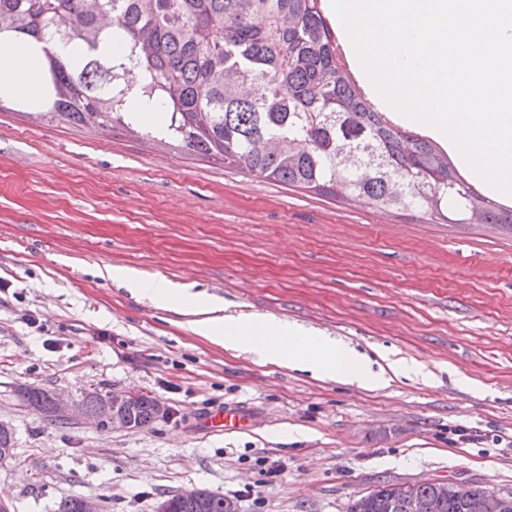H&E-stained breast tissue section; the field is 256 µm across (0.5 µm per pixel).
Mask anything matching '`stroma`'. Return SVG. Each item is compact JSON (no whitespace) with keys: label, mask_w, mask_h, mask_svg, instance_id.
<instances>
[{"label":"stroma","mask_w":512,"mask_h":512,"mask_svg":"<svg viewBox=\"0 0 512 512\" xmlns=\"http://www.w3.org/2000/svg\"><path fill=\"white\" fill-rule=\"evenodd\" d=\"M105 266L430 377L368 390L235 355L99 277ZM23 387L143 393L169 415L133 430L59 424ZM226 406L249 428L202 426ZM0 424L15 433L0 461L14 512L72 496L156 512L191 487L240 512H348L386 483L510 494L512 234L373 212L0 102Z\"/></svg>","instance_id":"1"}]
</instances>
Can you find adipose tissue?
<instances>
[{"instance_id": "ef3b65f1", "label": "adipose tissue", "mask_w": 512, "mask_h": 512, "mask_svg": "<svg viewBox=\"0 0 512 512\" xmlns=\"http://www.w3.org/2000/svg\"><path fill=\"white\" fill-rule=\"evenodd\" d=\"M40 67V59L27 53L23 43H16L9 52L0 53V91L22 99H38L42 90ZM108 275L154 305L192 315L191 327L198 335L264 363L307 372L316 378L355 382L368 389L388 387L408 369L402 361L391 359L382 366H373L370 357L355 348L326 336L305 335L280 320L224 318L218 314V304L187 285L151 280L133 269L112 268Z\"/></svg>"}]
</instances>
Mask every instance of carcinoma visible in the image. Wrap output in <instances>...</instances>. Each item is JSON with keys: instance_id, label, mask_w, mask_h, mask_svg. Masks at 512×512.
<instances>
[{"instance_id": "carcinoma-1", "label": "carcinoma", "mask_w": 512, "mask_h": 512, "mask_svg": "<svg viewBox=\"0 0 512 512\" xmlns=\"http://www.w3.org/2000/svg\"><path fill=\"white\" fill-rule=\"evenodd\" d=\"M40 44L43 98L18 100L26 114L58 118L102 134L157 136L209 162L256 179L358 207L415 209L436 223L493 224L512 233V206L475 191L448 152L381 109L346 68L324 0H0V48ZM115 39L118 56L101 53ZM74 42L62 61L53 47ZM136 68L144 81L126 79ZM288 94H283V89ZM164 111L157 131L130 103ZM18 396L62 422L49 397ZM157 400L133 404L136 428L159 416ZM491 492L454 483L387 484L349 512H486ZM170 512H228L205 491L198 506L174 495Z\"/></svg>"}]
</instances>
